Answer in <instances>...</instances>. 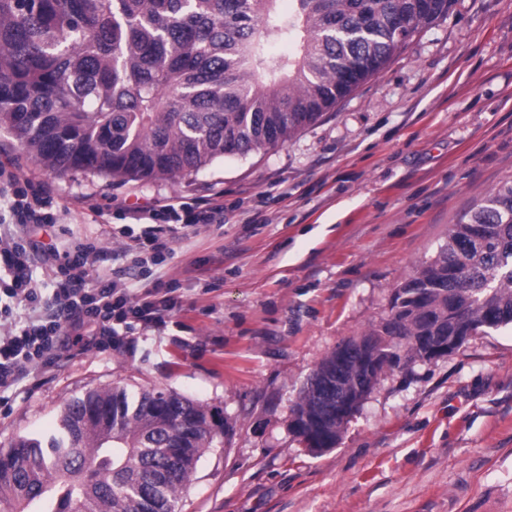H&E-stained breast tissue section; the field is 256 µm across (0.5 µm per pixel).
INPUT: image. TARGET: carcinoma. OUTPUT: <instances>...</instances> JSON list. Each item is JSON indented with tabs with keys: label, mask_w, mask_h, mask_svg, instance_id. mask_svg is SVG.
Wrapping results in <instances>:
<instances>
[{
	"label": "carcinoma",
	"mask_w": 512,
	"mask_h": 512,
	"mask_svg": "<svg viewBox=\"0 0 512 512\" xmlns=\"http://www.w3.org/2000/svg\"><path fill=\"white\" fill-rule=\"evenodd\" d=\"M0 0V128L46 170L109 181L198 173L224 156L286 142L378 75L453 0ZM285 41L288 53L269 50ZM391 319L358 338L378 371L417 336H451L448 306L473 332L512 325V181L464 214L431 262L397 286ZM393 336L403 340L394 342ZM367 375L347 362L343 383ZM320 360L291 405L336 447ZM224 436V414L172 390L114 386L65 404L45 439L3 451L11 512H176L178 493ZM96 481L86 484L82 470Z\"/></svg>",
	"instance_id": "cac0c4a2"
}]
</instances>
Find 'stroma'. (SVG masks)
<instances>
[{"label": "stroma", "mask_w": 512, "mask_h": 512, "mask_svg": "<svg viewBox=\"0 0 512 512\" xmlns=\"http://www.w3.org/2000/svg\"><path fill=\"white\" fill-rule=\"evenodd\" d=\"M54 185L63 221L34 241L112 237L118 208L220 199L224 223L181 232L162 269L179 308L120 352L61 353L5 393L0 448L55 429L65 403L164 387L224 412L177 512H512V327L381 373L340 443L289 429L317 363L390 316L483 195L512 181V0H454L385 70L283 145L176 180L55 176L0 128V160Z\"/></svg>", "instance_id": "1"}]
</instances>
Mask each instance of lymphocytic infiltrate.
Masks as SVG:
<instances>
[{"instance_id":"obj_1","label":"lymphocytic infiltrate","mask_w":512,"mask_h":512,"mask_svg":"<svg viewBox=\"0 0 512 512\" xmlns=\"http://www.w3.org/2000/svg\"><path fill=\"white\" fill-rule=\"evenodd\" d=\"M0 200L7 202L12 224L0 233V293L10 300L0 307V318L10 322L0 334V388L6 389L45 373L62 350L120 351L137 327L164 328L176 302L153 267L171 254L180 232L224 221L218 203L181 201L149 209L140 227H113V237L125 247L105 272L99 241L77 238L46 250L29 239L31 227L60 221L46 185L0 163ZM38 261L57 281L52 293H44L33 275Z\"/></svg>"}]
</instances>
